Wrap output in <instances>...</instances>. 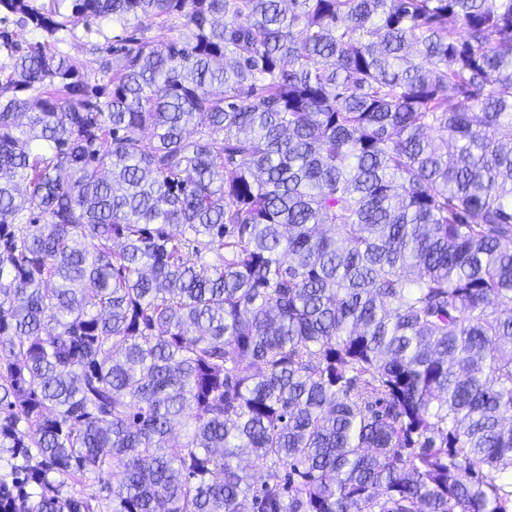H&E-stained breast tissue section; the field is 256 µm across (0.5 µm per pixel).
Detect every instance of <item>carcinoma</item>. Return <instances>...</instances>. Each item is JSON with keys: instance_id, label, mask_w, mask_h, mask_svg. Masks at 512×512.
Wrapping results in <instances>:
<instances>
[{"instance_id": "obj_1", "label": "carcinoma", "mask_w": 512, "mask_h": 512, "mask_svg": "<svg viewBox=\"0 0 512 512\" xmlns=\"http://www.w3.org/2000/svg\"><path fill=\"white\" fill-rule=\"evenodd\" d=\"M57 2L0 0V512H512V0ZM90 32H87L83 25L78 26L74 34L67 35L65 40L58 44V49L72 61H74L87 76L94 80H106L107 60H112V56L104 54H90L88 52L89 44L94 43L99 47L112 46V37L119 33L121 27L117 22L112 21V16L99 18L90 25Z\"/></svg>"}]
</instances>
